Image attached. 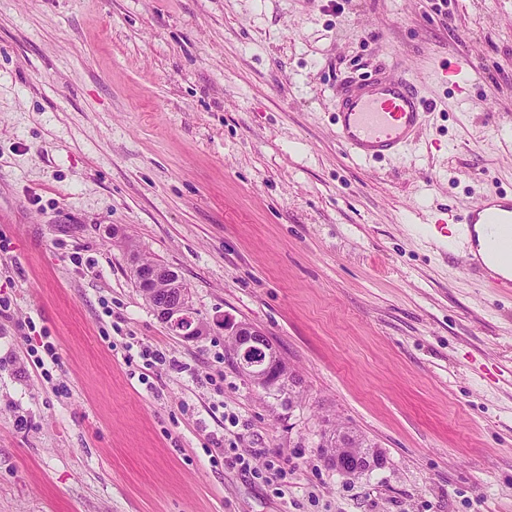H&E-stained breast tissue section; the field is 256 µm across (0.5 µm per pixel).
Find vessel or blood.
Returning <instances> with one entry per match:
<instances>
[{
    "mask_svg": "<svg viewBox=\"0 0 512 512\" xmlns=\"http://www.w3.org/2000/svg\"><path fill=\"white\" fill-rule=\"evenodd\" d=\"M428 110L408 74L350 80L336 96V138L352 159L392 157L415 141ZM453 222L460 226L458 244L468 274L511 293L512 196L484 194Z\"/></svg>",
    "mask_w": 512,
    "mask_h": 512,
    "instance_id": "1",
    "label": "vessel or blood"
}]
</instances>
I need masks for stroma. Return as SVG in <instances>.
<instances>
[{"instance_id": "obj_1", "label": "stroma", "mask_w": 512, "mask_h": 512, "mask_svg": "<svg viewBox=\"0 0 512 512\" xmlns=\"http://www.w3.org/2000/svg\"><path fill=\"white\" fill-rule=\"evenodd\" d=\"M434 5L0 0V512H512V297L428 232L512 193V0ZM381 68L430 111L361 162L336 95ZM128 239L203 336L159 322ZM228 318L268 333L293 401L241 373ZM337 423L385 466L331 467Z\"/></svg>"}]
</instances>
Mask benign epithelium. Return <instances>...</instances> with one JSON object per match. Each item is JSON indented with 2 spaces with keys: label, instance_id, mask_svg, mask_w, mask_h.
<instances>
[{
  "label": "benign epithelium",
  "instance_id": "obj_1",
  "mask_svg": "<svg viewBox=\"0 0 512 512\" xmlns=\"http://www.w3.org/2000/svg\"><path fill=\"white\" fill-rule=\"evenodd\" d=\"M130 268L135 283L140 288H149L163 280L169 287L177 289L174 300H165L154 306L158 320L169 329L187 340L203 334V325L195 318L191 293L180 288L182 279L178 272L169 266H156L146 263L142 258L135 257L130 261ZM224 334L231 337L234 345L232 353L238 359L240 370L255 378V384L265 390H275L294 398L296 379L289 371L274 370L264 361L256 363L250 360L247 353L254 347L267 349L270 343L267 333L260 327L224 321ZM353 435L342 430L334 434L329 446L336 449L330 457V464L342 474L358 476L363 472L385 463L383 455H363L353 449Z\"/></svg>",
  "mask_w": 512,
  "mask_h": 512
}]
</instances>
